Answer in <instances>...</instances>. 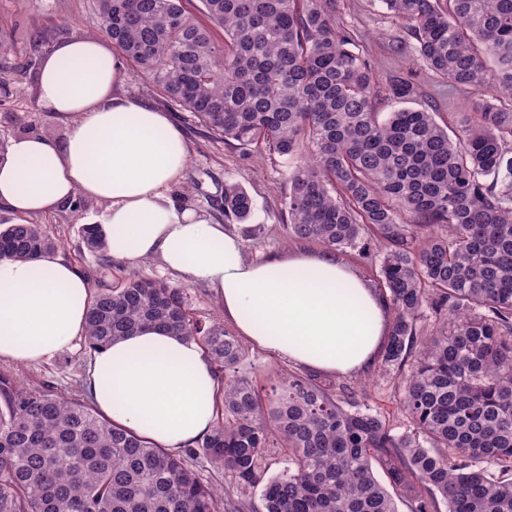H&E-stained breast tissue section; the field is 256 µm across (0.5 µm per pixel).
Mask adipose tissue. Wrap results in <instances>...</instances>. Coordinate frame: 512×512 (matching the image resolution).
Returning <instances> with one entry per match:
<instances>
[{"mask_svg": "<svg viewBox=\"0 0 512 512\" xmlns=\"http://www.w3.org/2000/svg\"><path fill=\"white\" fill-rule=\"evenodd\" d=\"M124 59L75 37L42 61L38 106L68 117L64 142L19 134L0 162V207L16 218L103 202L112 254L156 259L214 292L239 336L269 356L329 376L368 371L388 332L374 288L336 252L291 249L247 259L238 230L171 193L190 155L185 136L143 97L120 93ZM91 291L61 256L0 260V360L39 363L84 335ZM87 388L113 424L180 453L214 422L220 384L193 339L148 326L94 353Z\"/></svg>", "mask_w": 512, "mask_h": 512, "instance_id": "adipose-tissue-1", "label": "adipose tissue"}]
</instances>
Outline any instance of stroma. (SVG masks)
Here are the masks:
<instances>
[{
    "label": "stroma",
    "instance_id": "stroma-1",
    "mask_svg": "<svg viewBox=\"0 0 512 512\" xmlns=\"http://www.w3.org/2000/svg\"><path fill=\"white\" fill-rule=\"evenodd\" d=\"M336 18L357 34L379 82H387L398 73L413 72L419 86L412 100L413 107L430 109L442 124L463 120L470 99L468 91L449 86L446 79L428 69L417 53L396 52L395 46L405 38L406 30L386 13L379 0H337ZM37 22L43 24L55 42L101 34L92 0H0V37L13 40L16 48L25 47L26 34ZM121 88L171 113L182 128L191 161L174 186V195L209 220L220 223L224 220L221 204L224 186L239 185L255 203L242 231L247 256H268L287 250L283 226L288 215L282 206V195L292 170L291 161L277 154L213 139L187 112L148 91L142 74L134 67L125 69ZM36 97L35 77H27L18 89L0 85V140H10L20 133L39 134L58 142L64 140L66 121L39 109ZM103 210L102 203L89 200L79 213L65 210L45 216V226L59 239L58 252L63 258L75 261L79 226L96 222ZM91 358L90 350L80 339L71 350L40 363L16 365L0 361V372L13 374L27 386L48 384L59 394L70 396L84 391ZM348 384L362 405L389 413L395 423H402L392 377L378 376L371 369L349 379Z\"/></svg>",
    "mask_w": 512,
    "mask_h": 512
}]
</instances>
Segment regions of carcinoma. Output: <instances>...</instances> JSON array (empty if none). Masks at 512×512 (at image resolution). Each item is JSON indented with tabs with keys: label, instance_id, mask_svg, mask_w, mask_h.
I'll use <instances>...</instances> for the list:
<instances>
[{
	"label": "carcinoma",
	"instance_id": "1",
	"mask_svg": "<svg viewBox=\"0 0 512 512\" xmlns=\"http://www.w3.org/2000/svg\"><path fill=\"white\" fill-rule=\"evenodd\" d=\"M428 69L474 98L453 140L427 109L380 118V94L336 0H93L112 47L211 135L295 161L282 205L292 241L350 252L376 271L389 313L381 375L396 374L405 430L338 398L342 381L292 371L261 395L243 342L198 318L186 290L113 265L102 228L84 336L96 351L141 327L196 340L222 384L210 433L183 455L115 426L92 403L0 373V512H512V0H381ZM224 31L218 42L214 30ZM46 37L0 69L22 84ZM224 218L253 200L224 185ZM58 242L30 220L0 228V260ZM432 327L420 326L426 316ZM287 466L266 476L269 453ZM224 474L220 497L191 460ZM381 469L384 484L376 475Z\"/></svg>",
	"mask_w": 512,
	"mask_h": 512
}]
</instances>
